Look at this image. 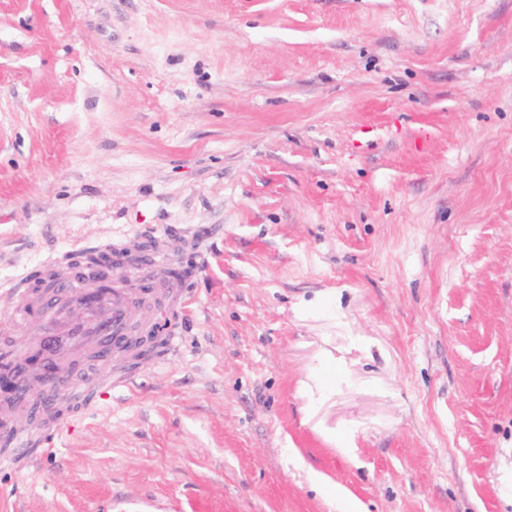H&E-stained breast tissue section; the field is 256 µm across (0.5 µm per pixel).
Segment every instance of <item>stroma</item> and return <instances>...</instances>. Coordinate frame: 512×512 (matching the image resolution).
Segmentation results:
<instances>
[{"mask_svg": "<svg viewBox=\"0 0 512 512\" xmlns=\"http://www.w3.org/2000/svg\"><path fill=\"white\" fill-rule=\"evenodd\" d=\"M181 228L174 352L0 512H512V0H0V317Z\"/></svg>", "mask_w": 512, "mask_h": 512, "instance_id": "1", "label": "stroma"}]
</instances>
